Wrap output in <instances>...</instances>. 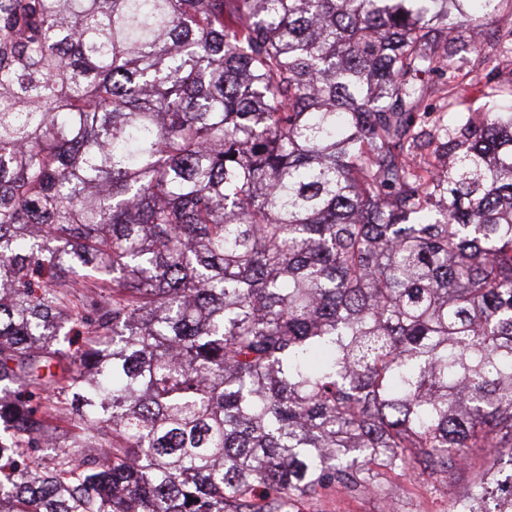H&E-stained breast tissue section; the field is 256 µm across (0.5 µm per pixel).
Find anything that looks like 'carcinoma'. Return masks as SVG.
<instances>
[{
    "label": "carcinoma",
    "instance_id": "obj_1",
    "mask_svg": "<svg viewBox=\"0 0 512 512\" xmlns=\"http://www.w3.org/2000/svg\"><path fill=\"white\" fill-rule=\"evenodd\" d=\"M505 4L0 0V512H512ZM466 467L448 475L447 485L435 492L427 477L393 472L385 475L387 495L351 496L328 489L318 500L306 502L303 512H448V501L464 494L485 470L482 448H471Z\"/></svg>",
    "mask_w": 512,
    "mask_h": 512
}]
</instances>
